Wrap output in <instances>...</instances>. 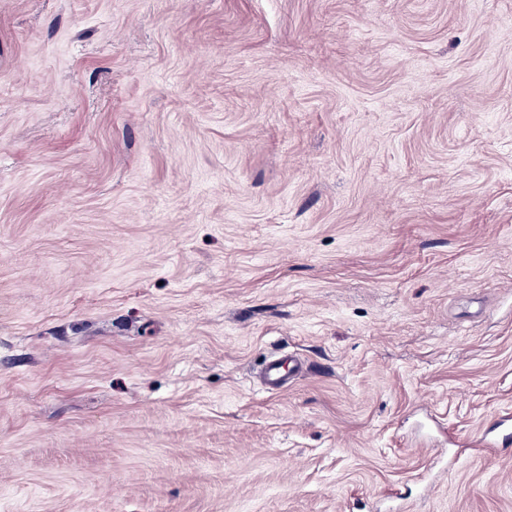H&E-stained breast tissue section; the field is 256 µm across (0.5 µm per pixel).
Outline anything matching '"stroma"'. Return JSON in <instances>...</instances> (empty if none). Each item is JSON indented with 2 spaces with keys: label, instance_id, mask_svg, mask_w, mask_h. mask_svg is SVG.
I'll return each mask as SVG.
<instances>
[{
  "label": "stroma",
  "instance_id": "35a3bbf8",
  "mask_svg": "<svg viewBox=\"0 0 512 512\" xmlns=\"http://www.w3.org/2000/svg\"><path fill=\"white\" fill-rule=\"evenodd\" d=\"M509 411L512 0H0V512H512ZM288 376L297 373L301 368V362L292 356H272L268 358L262 367V378L265 388L269 391H277L285 385L286 368Z\"/></svg>",
  "mask_w": 512,
  "mask_h": 512
}]
</instances>
